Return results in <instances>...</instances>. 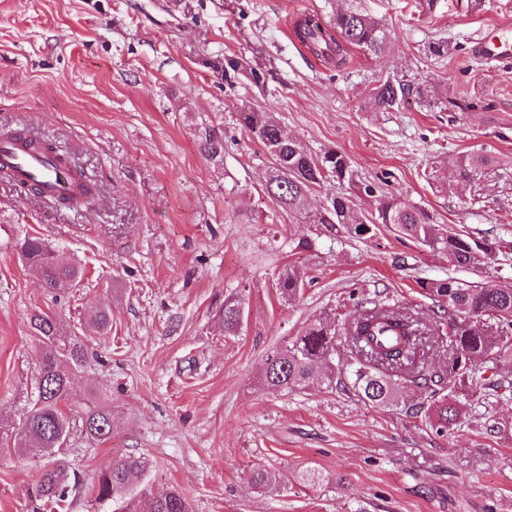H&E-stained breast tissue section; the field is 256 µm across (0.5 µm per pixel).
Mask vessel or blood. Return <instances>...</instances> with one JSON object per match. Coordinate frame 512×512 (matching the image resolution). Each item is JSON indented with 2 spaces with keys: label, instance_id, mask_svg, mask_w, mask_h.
I'll return each instance as SVG.
<instances>
[{
  "label": "vessel or blood",
  "instance_id": "obj_1",
  "mask_svg": "<svg viewBox=\"0 0 512 512\" xmlns=\"http://www.w3.org/2000/svg\"><path fill=\"white\" fill-rule=\"evenodd\" d=\"M0 170L14 186L36 191L42 197L61 199L76 196L80 182L60 166L54 155L33 148L28 135L0 139Z\"/></svg>",
  "mask_w": 512,
  "mask_h": 512
}]
</instances>
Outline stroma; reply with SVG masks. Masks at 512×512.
Returning <instances> with one entry per match:
<instances>
[{"mask_svg":"<svg viewBox=\"0 0 512 512\" xmlns=\"http://www.w3.org/2000/svg\"><path fill=\"white\" fill-rule=\"evenodd\" d=\"M347 4L388 43L379 56L350 49L336 68L293 23L329 19L337 0H0V131L51 141L97 189L91 203L64 206L0 181V417L18 419L34 386L27 318L39 308L90 339L72 403L97 393L112 417L107 441L76 429L54 456L81 483L61 512H126L170 486L192 512H512V366L479 364L493 390L441 435L421 414V387H405L395 408L317 379L263 383L269 354L320 314L344 321L374 292L427 314L424 280L512 288V60L479 50L512 37V0ZM438 40L442 58L428 51ZM227 55L252 61L260 82L227 86L210 67ZM389 77L424 96L376 108L371 90ZM246 106L273 112L312 156L347 157L353 183L324 181L310 208L340 191L368 215L393 197L499 250L467 269L391 224L360 237L303 224L264 189L272 158L238 123ZM209 136L217 153L204 149ZM476 152L500 158V171L459 180ZM24 234L81 263L82 285L45 292L14 249ZM291 263L305 285L286 302L277 282ZM230 296L243 300L234 336L219 319ZM96 306L112 310L109 335L85 323ZM129 456L148 462L142 483L96 501L97 472ZM44 465L0 447V512H50L28 496ZM258 465L285 485L255 488Z\"/></svg>","mask_w":512,"mask_h":512,"instance_id":"1","label":"stroma"}]
</instances>
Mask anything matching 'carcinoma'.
I'll use <instances>...</instances> for the list:
<instances>
[{
	"label": "carcinoma",
	"mask_w": 512,
	"mask_h": 512,
	"mask_svg": "<svg viewBox=\"0 0 512 512\" xmlns=\"http://www.w3.org/2000/svg\"><path fill=\"white\" fill-rule=\"evenodd\" d=\"M293 31L314 55L338 68L345 64L351 46L373 55L386 49L387 35L381 25L350 7L337 8L327 23L305 15L294 23ZM214 68L230 86L238 76L256 73L242 57L226 56L214 63ZM415 94H420V89L389 78L372 89L376 107L383 110L397 107ZM237 116L272 157L268 195L282 210L304 215L305 223L321 226L330 233L336 232L339 224L358 236L368 233L372 224H392L400 233L448 253L450 261L464 268L480 264L495 250L484 240L427 223L396 198L381 202L377 217L371 219L359 214L349 196L341 192L327 198V205L321 209L305 211L308 194L323 181L352 180L346 157L332 152L321 160L313 158L299 140L284 133L273 113L261 108L250 107ZM495 166H500L498 157L475 153L460 166L458 176L475 181ZM15 247L25 266L48 292L55 294L81 283V267L62 262L44 239L25 235L16 240ZM303 285V276L294 265L285 266L279 273L278 289L283 299L296 297ZM422 290L439 303L444 311L442 320L448 322V364L444 373L432 377L427 369L432 349L430 325L437 317L424 316L413 309L399 311L374 298L360 305L341 328H336V321L330 316L321 317L308 324L291 344L274 351L266 359L265 385L288 389L320 376L329 387L349 382L356 395L368 403L398 406L406 382L426 388L433 384L428 423L439 434L447 432L448 424L460 414L457 394L474 396L478 391L479 381L469 365L477 358L493 365L512 363V288H502L491 281L475 285L448 277L425 281ZM241 308L239 299L224 301L220 312L224 335L237 334ZM87 321L99 335L112 330V315L107 308L91 311ZM29 328L42 355L35 391L27 399L19 421L9 423L0 418V445L12 441L35 457H50L67 444L77 422L88 436L109 439L111 416L104 406L92 401L80 412L70 402L75 378L90 364L87 337L64 330L56 313L42 309L30 315ZM339 344L346 354V367L340 369L329 364ZM146 469L143 458L128 456L100 470L92 485L96 500H109L140 483ZM250 480L259 488H275L282 484L283 476L256 467ZM77 485L78 476L70 477L61 466L49 464L29 496L44 505L59 506ZM147 512H190V507L186 497L171 487L150 495Z\"/></svg>",
	"instance_id": "cac0c4a2"
}]
</instances>
